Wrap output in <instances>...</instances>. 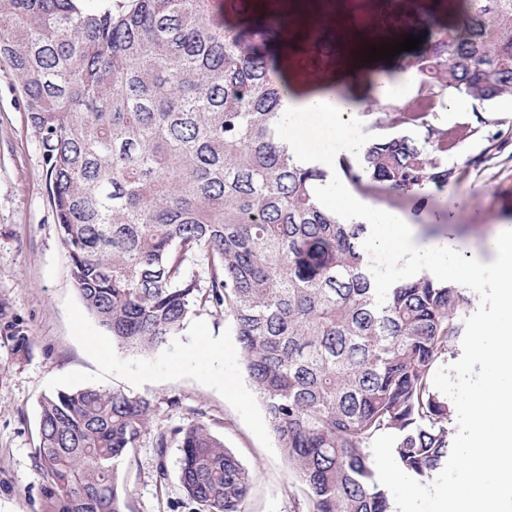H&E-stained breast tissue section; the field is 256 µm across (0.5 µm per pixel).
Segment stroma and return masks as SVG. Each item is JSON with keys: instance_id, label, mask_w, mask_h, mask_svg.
I'll return each mask as SVG.
<instances>
[{"instance_id": "35a3bbf8", "label": "stroma", "mask_w": 512, "mask_h": 512, "mask_svg": "<svg viewBox=\"0 0 512 512\" xmlns=\"http://www.w3.org/2000/svg\"><path fill=\"white\" fill-rule=\"evenodd\" d=\"M441 126L480 125L449 157L460 169L447 187L414 194L404 215L430 244L464 257L483 254L485 240L512 226V98L492 112L473 106L439 111ZM32 339L28 355L11 351L13 328ZM106 387L152 399L156 427L187 423L197 413L247 468L251 486L244 512H293L304 494L252 390L229 319L197 310L168 346L148 355L126 352L85 309L71 276L50 201L46 166L10 63L0 58V512H55L40 469L39 413L44 397L83 387ZM178 399V408L168 400ZM180 452L158 453L151 436L120 465L128 512H199L179 480ZM166 479H159V470Z\"/></svg>"}]
</instances>
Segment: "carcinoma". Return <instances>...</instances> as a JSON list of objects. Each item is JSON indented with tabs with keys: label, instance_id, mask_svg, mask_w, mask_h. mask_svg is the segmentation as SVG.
<instances>
[{
	"label": "carcinoma",
	"instance_id": "carcinoma-1",
	"mask_svg": "<svg viewBox=\"0 0 512 512\" xmlns=\"http://www.w3.org/2000/svg\"><path fill=\"white\" fill-rule=\"evenodd\" d=\"M296 1L224 0L217 17L199 0H0V57L23 89L76 290L112 343L152 353L198 309L224 314L305 512H391L372 443L396 435L398 466L422 484L447 461L454 406L432 378L473 296L422 273L377 305L366 225L326 209V173L279 144L293 87L258 47L282 44ZM388 18L434 30L416 67L423 136L395 131L407 108L388 102L340 169L402 207L457 179L447 157L480 131L439 127L433 112L457 93L486 107L512 95V0H434ZM301 54L309 75L329 51ZM195 258L205 288L187 274ZM9 340L29 352L26 332ZM156 411L96 387L41 402L37 456L56 512H127L117 470L150 434L160 453L180 449V485L203 512H242L250 476L224 440L201 418L156 428Z\"/></svg>",
	"mask_w": 512,
	"mask_h": 512
}]
</instances>
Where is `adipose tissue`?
<instances>
[{"instance_id":"obj_1","label":"adipose tissue","mask_w":512,"mask_h":512,"mask_svg":"<svg viewBox=\"0 0 512 512\" xmlns=\"http://www.w3.org/2000/svg\"><path fill=\"white\" fill-rule=\"evenodd\" d=\"M367 107L362 98L331 88L329 81L315 77L311 80L310 91L285 100L279 136L302 162L325 172V181L318 187L321 198L335 202L351 219L369 225L371 234L367 248L391 246L397 263L409 273L423 255L404 215L388 209L366 208L336 180L339 158H355L358 151L346 131V124Z\"/></svg>"}]
</instances>
